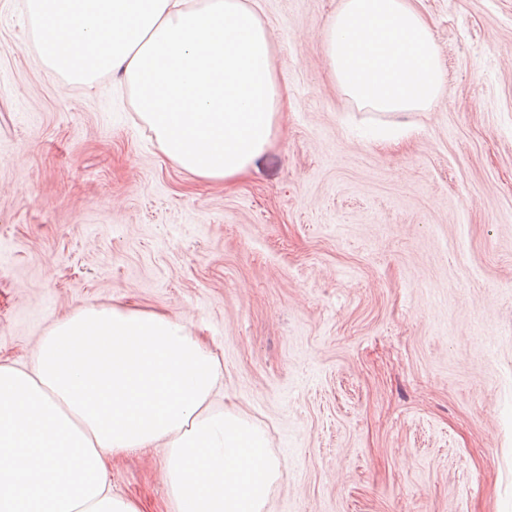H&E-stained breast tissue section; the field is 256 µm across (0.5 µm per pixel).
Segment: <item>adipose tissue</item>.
<instances>
[{"mask_svg": "<svg viewBox=\"0 0 512 512\" xmlns=\"http://www.w3.org/2000/svg\"><path fill=\"white\" fill-rule=\"evenodd\" d=\"M45 65L120 75L160 150L231 181L283 107L272 45L244 0H27ZM220 364L188 325L120 305L42 336L34 367L0 362V512H141L112 495L108 453L162 447L179 512H265L280 462L263 430L214 411Z\"/></svg>", "mask_w": 512, "mask_h": 512, "instance_id": "obj_1", "label": "adipose tissue"}]
</instances>
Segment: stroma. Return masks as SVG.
Masks as SVG:
<instances>
[{
  "label": "stroma",
  "instance_id": "obj_1",
  "mask_svg": "<svg viewBox=\"0 0 512 512\" xmlns=\"http://www.w3.org/2000/svg\"><path fill=\"white\" fill-rule=\"evenodd\" d=\"M247 2L288 106L224 183L164 155L119 75L51 71L0 0V359L32 367L81 308L161 312L282 463L267 512H512V0H417L446 76L422 112L332 80L341 0ZM106 481L177 512L164 449Z\"/></svg>",
  "mask_w": 512,
  "mask_h": 512
}]
</instances>
